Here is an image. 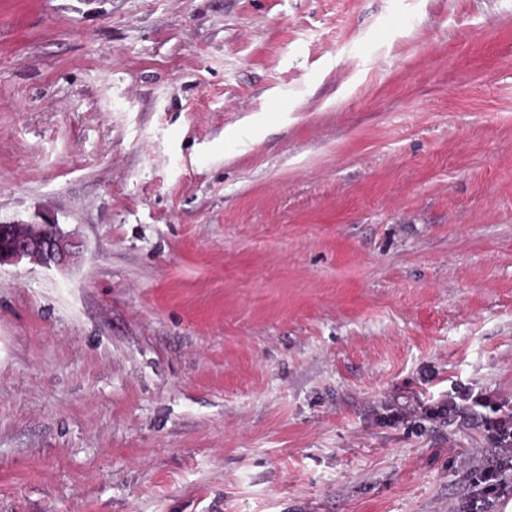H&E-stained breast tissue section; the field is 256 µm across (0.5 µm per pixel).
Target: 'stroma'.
Segmentation results:
<instances>
[{"label": "stroma", "mask_w": 512, "mask_h": 512, "mask_svg": "<svg viewBox=\"0 0 512 512\" xmlns=\"http://www.w3.org/2000/svg\"><path fill=\"white\" fill-rule=\"evenodd\" d=\"M0 512H448L512 399V0H0ZM81 247L76 233L65 231L55 221L0 224V266L27 261L47 269H63L75 259Z\"/></svg>", "instance_id": "35a3bbf8"}]
</instances>
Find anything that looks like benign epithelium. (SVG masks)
Returning <instances> with one entry per match:
<instances>
[{
	"instance_id": "7a95c632",
	"label": "benign epithelium",
	"mask_w": 512,
	"mask_h": 512,
	"mask_svg": "<svg viewBox=\"0 0 512 512\" xmlns=\"http://www.w3.org/2000/svg\"><path fill=\"white\" fill-rule=\"evenodd\" d=\"M74 232L56 222L0 224V265L26 261L47 269H63L80 252Z\"/></svg>"
}]
</instances>
